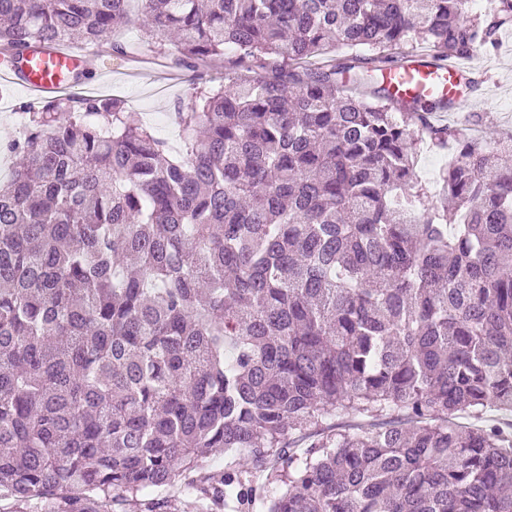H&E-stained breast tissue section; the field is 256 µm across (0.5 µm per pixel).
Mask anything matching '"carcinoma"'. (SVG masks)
Instances as JSON below:
<instances>
[{"mask_svg": "<svg viewBox=\"0 0 512 512\" xmlns=\"http://www.w3.org/2000/svg\"><path fill=\"white\" fill-rule=\"evenodd\" d=\"M127 2L0 0V60L98 50ZM141 2L144 53L224 82L175 103L176 148L96 96L0 139V499L512 512V427L457 422L512 415V134L382 78L499 48L512 0ZM417 160V175L432 191H438V176L440 170L448 162V149L442 150L432 145L429 139H424L419 145Z\"/></svg>", "mask_w": 512, "mask_h": 512, "instance_id": "carcinoma-1", "label": "carcinoma"}]
</instances>
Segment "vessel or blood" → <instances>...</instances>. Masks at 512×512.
<instances>
[{
  "instance_id": "obj_1",
  "label": "vessel or blood",
  "mask_w": 512,
  "mask_h": 512,
  "mask_svg": "<svg viewBox=\"0 0 512 512\" xmlns=\"http://www.w3.org/2000/svg\"><path fill=\"white\" fill-rule=\"evenodd\" d=\"M90 61L88 51L57 48L28 57L21 67H9L8 73L31 93L47 97L69 90L71 73L89 70ZM383 79L395 98L445 97L453 113L470 100L475 84V74L470 68L452 63L439 66L423 54L409 55L401 67L386 70Z\"/></svg>"
}]
</instances>
